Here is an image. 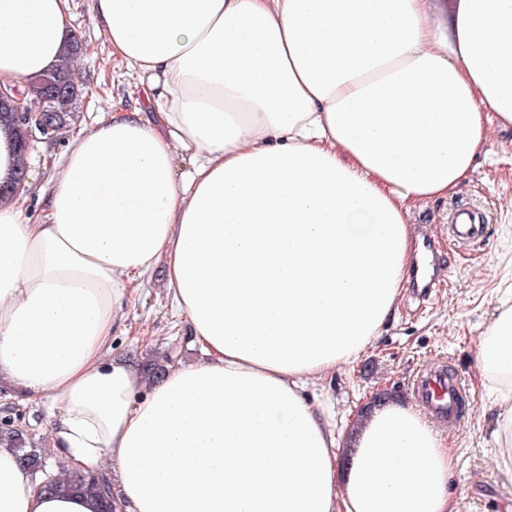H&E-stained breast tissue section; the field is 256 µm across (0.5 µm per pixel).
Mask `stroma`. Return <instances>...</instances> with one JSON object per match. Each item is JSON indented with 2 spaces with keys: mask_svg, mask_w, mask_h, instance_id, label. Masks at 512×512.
<instances>
[{
  "mask_svg": "<svg viewBox=\"0 0 512 512\" xmlns=\"http://www.w3.org/2000/svg\"><path fill=\"white\" fill-rule=\"evenodd\" d=\"M71 25L85 47L77 64V78L87 94L77 118L56 139L33 135L28 158L34 163L35 184L26 191L35 198L51 172L42 164L46 154H61L67 141L109 116L111 107L135 110L130 96L134 79L108 58L105 40L91 19L87 0H72ZM512 199V130L498 131L475 171L453 200L416 203L410 224L431 225L447 276L429 299L418 301L412 287H405L383 336L354 366L330 373L321 385L336 400L346 418L375 393L389 390L414 401V379L436 365H444L465 381V409L455 428L444 430L456 466L451 490L460 512H512V475L499 466L496 442L490 431V399L476 385L475 356L480 339L496 315L493 300H512V213L504 204ZM463 201L487 222L481 241L464 245L448 234V207ZM165 271L156 268L142 280L123 309L125 333L112 339V356L131 362L155 351L173 360L192 363L202 354L186 322L175 318L164 293Z\"/></svg>",
  "mask_w": 512,
  "mask_h": 512,
  "instance_id": "35a3bbf8",
  "label": "stroma"
}]
</instances>
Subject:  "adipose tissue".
<instances>
[{
  "label": "adipose tissue",
  "mask_w": 512,
  "mask_h": 512,
  "mask_svg": "<svg viewBox=\"0 0 512 512\" xmlns=\"http://www.w3.org/2000/svg\"><path fill=\"white\" fill-rule=\"evenodd\" d=\"M158 110L69 142L38 217L0 126V380L115 512H457L413 406L338 431L317 380L359 361L406 280L412 203L454 195L512 127V0H89ZM70 0H0V84L59 63ZM188 162L178 172L177 158ZM202 360L111 358L157 265ZM512 475V307L476 354ZM0 512H98L0 448ZM23 410V421L29 423L31 428H34L37 436L43 438L46 428L49 426L51 417L48 411V406L45 403H31L26 407H21Z\"/></svg>",
  "instance_id": "ef3b65f1"
}]
</instances>
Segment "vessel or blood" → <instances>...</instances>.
Masks as SVG:
<instances>
[{"label":"vessel or blood","mask_w":512,"mask_h":512,"mask_svg":"<svg viewBox=\"0 0 512 512\" xmlns=\"http://www.w3.org/2000/svg\"><path fill=\"white\" fill-rule=\"evenodd\" d=\"M449 234L458 242L472 243L484 235V228L476 220L472 210L466 206L453 208ZM424 249L430 252V273H422L419 261H412L410 276L418 296H426L445 276L446 269L438 256L434 254V237L430 225L422 224L417 229ZM413 390L424 404L429 415L442 426L452 427L458 424V401L462 393V379L448 374L444 368L429 370L416 378Z\"/></svg>","instance_id":"obj_1"}]
</instances>
